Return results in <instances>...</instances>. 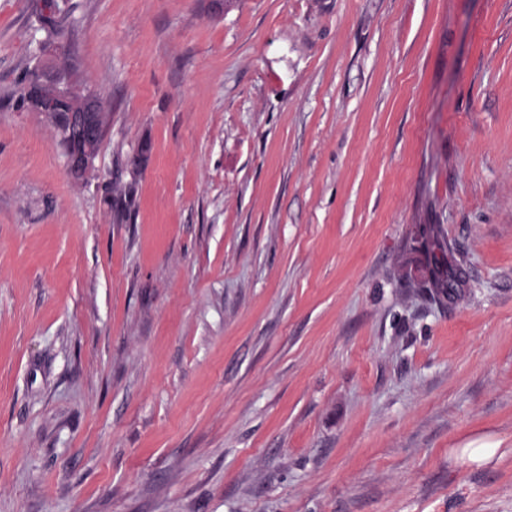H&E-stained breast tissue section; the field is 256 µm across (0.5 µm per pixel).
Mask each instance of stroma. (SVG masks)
<instances>
[{"mask_svg":"<svg viewBox=\"0 0 512 512\" xmlns=\"http://www.w3.org/2000/svg\"><path fill=\"white\" fill-rule=\"evenodd\" d=\"M42 2L0 0V512H512V0H68L84 182L16 105ZM51 98L75 99L72 112L66 102L57 101L53 106L55 115L46 121L53 127L56 135L62 130V137L74 138L83 146L82 152L74 156L69 155L67 165L69 172L78 170L84 176L89 173L95 164L100 144L106 134L108 126L101 123L100 115L105 112L96 95L89 89L80 86L74 80L52 81L46 85ZM67 112L68 119H67ZM500 444L501 441L492 442L480 438L468 442L463 448H456L455 451L465 461L482 464L488 462L497 454Z\"/></svg>","mask_w":512,"mask_h":512,"instance_id":"1","label":"stroma"}]
</instances>
